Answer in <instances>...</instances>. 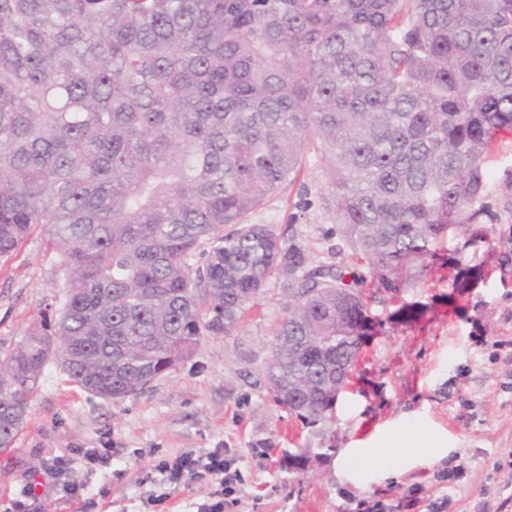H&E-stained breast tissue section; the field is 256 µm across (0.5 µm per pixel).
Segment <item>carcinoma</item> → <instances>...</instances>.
I'll use <instances>...</instances> for the list:
<instances>
[{
    "instance_id": "1",
    "label": "carcinoma",
    "mask_w": 512,
    "mask_h": 512,
    "mask_svg": "<svg viewBox=\"0 0 512 512\" xmlns=\"http://www.w3.org/2000/svg\"><path fill=\"white\" fill-rule=\"evenodd\" d=\"M512 129V0H0V256L41 228L53 324L0 352V449L54 361L106 401L237 329L277 274L273 401L327 439L376 319L349 271L252 214L307 158L318 201L397 292L478 224Z\"/></svg>"
}]
</instances>
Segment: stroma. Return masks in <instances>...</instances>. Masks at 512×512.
I'll return each instance as SVG.
<instances>
[{
    "mask_svg": "<svg viewBox=\"0 0 512 512\" xmlns=\"http://www.w3.org/2000/svg\"><path fill=\"white\" fill-rule=\"evenodd\" d=\"M490 159L489 216L459 227L449 260L397 293L379 290L366 263L339 250L321 209L294 219L299 193L320 192L314 165L253 215L302 239L316 261L354 271L382 323L338 398L331 458L299 474L281 468L284 453L312 437L266 388L287 299L288 278L278 275L235 332L205 337L137 397L105 401L48 365L14 447L0 451V512H13L30 481L38 498L27 512H197L217 483L192 476L172 486L153 465L217 448L228 449L240 478L238 501L224 512H347L353 498L394 504L443 494L448 512H495L512 494V142ZM63 291L42 231L0 257V351L51 318ZM410 304L420 305L419 318H399ZM90 448L110 449L108 463L86 465ZM63 454L72 460L64 477L47 475ZM67 480L83 485L80 500H67Z\"/></svg>",
    "mask_w": 512,
    "mask_h": 512,
    "instance_id": "obj_1",
    "label": "stroma"
}]
</instances>
